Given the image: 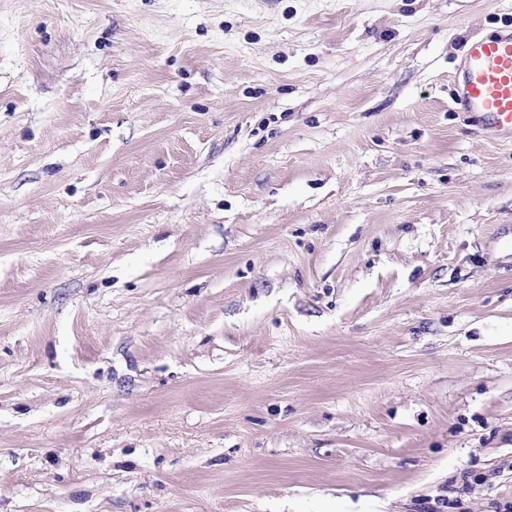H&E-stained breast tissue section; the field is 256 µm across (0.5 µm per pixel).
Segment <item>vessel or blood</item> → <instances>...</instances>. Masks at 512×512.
<instances>
[{"instance_id": "1", "label": "vessel or blood", "mask_w": 512, "mask_h": 512, "mask_svg": "<svg viewBox=\"0 0 512 512\" xmlns=\"http://www.w3.org/2000/svg\"><path fill=\"white\" fill-rule=\"evenodd\" d=\"M454 103L463 111L482 114L486 129L512 135V30L468 43Z\"/></svg>"}]
</instances>
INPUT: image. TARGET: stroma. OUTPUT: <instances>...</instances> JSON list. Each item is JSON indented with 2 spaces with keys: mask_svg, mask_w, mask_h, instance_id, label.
I'll return each mask as SVG.
<instances>
[{
  "mask_svg": "<svg viewBox=\"0 0 512 512\" xmlns=\"http://www.w3.org/2000/svg\"><path fill=\"white\" fill-rule=\"evenodd\" d=\"M512 0H0V512L512 502ZM456 87L455 105L481 113L486 129L512 135V30L467 44Z\"/></svg>",
  "mask_w": 512,
  "mask_h": 512,
  "instance_id": "stroma-1",
  "label": "stroma"
}]
</instances>
